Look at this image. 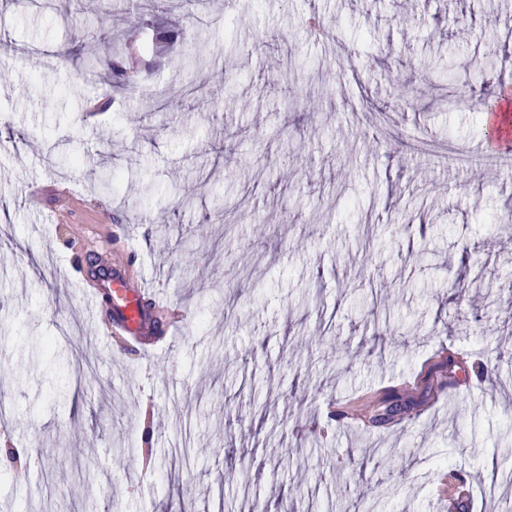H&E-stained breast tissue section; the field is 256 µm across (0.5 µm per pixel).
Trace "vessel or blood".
I'll use <instances>...</instances> for the list:
<instances>
[{"instance_id": "vessel-or-blood-1", "label": "vessel or blood", "mask_w": 512, "mask_h": 512, "mask_svg": "<svg viewBox=\"0 0 512 512\" xmlns=\"http://www.w3.org/2000/svg\"><path fill=\"white\" fill-rule=\"evenodd\" d=\"M487 123L495 128L497 135L488 139L481 151L494 160L512 161V125L505 123L501 113L490 112L486 115ZM144 288L133 287L122 272L112 274V304L115 314L112 320V335L125 339L126 342L138 344L142 349L155 346L141 307Z\"/></svg>"}]
</instances>
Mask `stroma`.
<instances>
[{"label": "stroma", "mask_w": 512, "mask_h": 512, "mask_svg": "<svg viewBox=\"0 0 512 512\" xmlns=\"http://www.w3.org/2000/svg\"><path fill=\"white\" fill-rule=\"evenodd\" d=\"M96 2L0 0V512H448L447 467L457 512H512L483 492L512 463V166L464 68L497 46L512 107V0ZM107 16L116 96L74 37ZM111 259L186 327L115 347ZM388 396L390 425L334 415Z\"/></svg>", "instance_id": "1"}]
</instances>
